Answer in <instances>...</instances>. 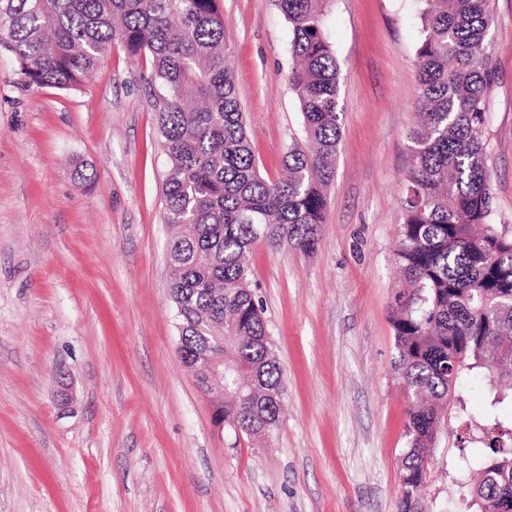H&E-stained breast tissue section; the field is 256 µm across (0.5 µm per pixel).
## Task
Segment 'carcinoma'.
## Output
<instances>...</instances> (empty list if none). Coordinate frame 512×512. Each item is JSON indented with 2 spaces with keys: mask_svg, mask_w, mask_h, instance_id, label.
I'll return each mask as SVG.
<instances>
[{
  "mask_svg": "<svg viewBox=\"0 0 512 512\" xmlns=\"http://www.w3.org/2000/svg\"><path fill=\"white\" fill-rule=\"evenodd\" d=\"M327 2L278 0L308 144L288 147L283 173L269 178L248 139L219 0H0V50L22 86L77 90L120 50L149 65L150 88L169 99L158 128L170 162L163 194L180 357L189 368L201 353L224 356L223 392L199 390L237 438L273 435L284 396L251 250L264 240L314 252L335 175L343 112ZM420 2L422 116L409 134L396 249L407 288L392 317L394 370L412 399L397 512H427L423 488L444 428L459 443L448 473L469 504L512 512V390L494 386L512 367V235L490 222V0ZM470 377L491 386L479 413L462 389Z\"/></svg>",
  "mask_w": 512,
  "mask_h": 512,
  "instance_id": "cac0c4a2",
  "label": "carcinoma"
}]
</instances>
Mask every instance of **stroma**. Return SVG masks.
Masks as SVG:
<instances>
[{
    "label": "stroma",
    "instance_id": "obj_1",
    "mask_svg": "<svg viewBox=\"0 0 512 512\" xmlns=\"http://www.w3.org/2000/svg\"><path fill=\"white\" fill-rule=\"evenodd\" d=\"M261 170L303 119L277 0H220ZM419 0H329L344 117L313 254L257 242L285 386L272 438L214 423L170 297L159 104L113 52L83 90L24 87L0 53V512H396L408 401L392 371L395 250L420 110ZM492 222L512 233V0H492ZM83 166L88 178L74 176ZM440 440L429 512L457 501Z\"/></svg>",
    "mask_w": 512,
    "mask_h": 512
}]
</instances>
